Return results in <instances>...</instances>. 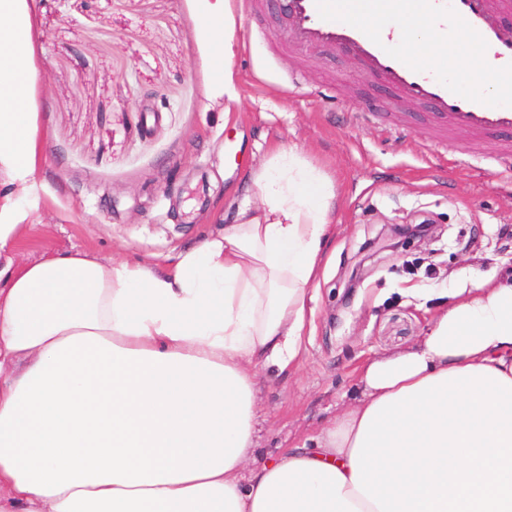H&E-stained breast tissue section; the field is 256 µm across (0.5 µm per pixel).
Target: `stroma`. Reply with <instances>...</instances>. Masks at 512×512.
Masks as SVG:
<instances>
[{
	"label": "stroma",
	"mask_w": 512,
	"mask_h": 512,
	"mask_svg": "<svg viewBox=\"0 0 512 512\" xmlns=\"http://www.w3.org/2000/svg\"><path fill=\"white\" fill-rule=\"evenodd\" d=\"M238 16L236 97L210 99L211 51L196 0H33L42 160L20 261L86 252L166 266L224 229L271 149L293 147L336 181L330 262L306 298L300 363L258 371L255 469L319 436L368 360L426 335L459 282L512 266V157L497 141L431 128L344 52L285 51L276 0ZM469 160L458 168L455 157ZM433 224L401 252L393 224Z\"/></svg>",
	"instance_id": "1"
}]
</instances>
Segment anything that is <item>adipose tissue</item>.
<instances>
[{
    "label": "adipose tissue",
    "mask_w": 512,
    "mask_h": 512,
    "mask_svg": "<svg viewBox=\"0 0 512 512\" xmlns=\"http://www.w3.org/2000/svg\"><path fill=\"white\" fill-rule=\"evenodd\" d=\"M196 2L217 100L236 17ZM395 47L495 92L419 15ZM33 53L29 0H0V512H512V268L454 289L419 345L363 366L313 447L242 481L255 370L300 356L334 182L278 147L250 175L257 203L169 268L81 252L16 266L41 156Z\"/></svg>",
    "instance_id": "1"
}]
</instances>
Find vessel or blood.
I'll return each mask as SVG.
<instances>
[{"instance_id": "b4317fda", "label": "vessel or blood", "mask_w": 512, "mask_h": 512, "mask_svg": "<svg viewBox=\"0 0 512 512\" xmlns=\"http://www.w3.org/2000/svg\"><path fill=\"white\" fill-rule=\"evenodd\" d=\"M285 17L286 46L306 44L352 51L373 80L392 93L395 105L409 102L429 109L438 138L456 132L474 136L512 134V0H415L416 10L435 36L458 43L476 56L497 81L498 96L463 93L461 76L412 63L393 49L404 0H278ZM362 11L392 21L384 33H371L353 21Z\"/></svg>"}]
</instances>
